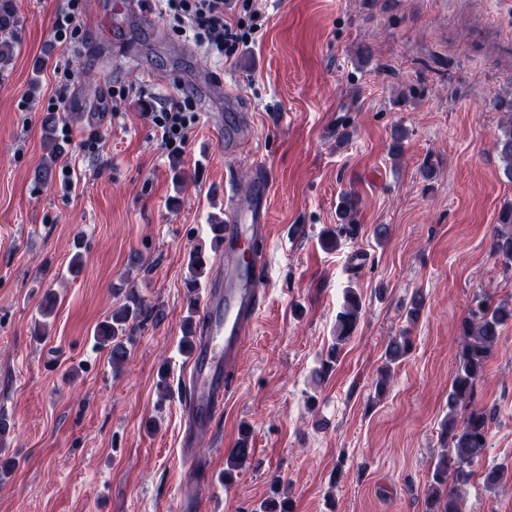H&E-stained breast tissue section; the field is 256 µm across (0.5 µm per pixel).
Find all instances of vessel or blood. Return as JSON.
Returning <instances> with one entry per match:
<instances>
[{"label": "vessel or blood", "mask_w": 512, "mask_h": 512, "mask_svg": "<svg viewBox=\"0 0 512 512\" xmlns=\"http://www.w3.org/2000/svg\"><path fill=\"white\" fill-rule=\"evenodd\" d=\"M272 179L267 166H256L251 203L240 207L232 180L224 182L228 204L224 242L217 275L211 282L201 308L203 327L188 353L190 405L183 445L208 433L216 412L233 386L230 369L237 365L245 337L263 308L260 284L267 269L261 257L242 260L243 245L268 238V201Z\"/></svg>", "instance_id": "obj_1"}]
</instances>
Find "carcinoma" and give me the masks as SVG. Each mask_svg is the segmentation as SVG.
I'll list each match as a JSON object with an SVG mask.
<instances>
[{"label":"carcinoma","instance_id":"1","mask_svg":"<svg viewBox=\"0 0 512 512\" xmlns=\"http://www.w3.org/2000/svg\"><path fill=\"white\" fill-rule=\"evenodd\" d=\"M20 17L14 0H0V75L13 60L18 43ZM56 118L49 116L43 124V143L48 149L45 163L37 172L41 180L52 174V163L61 153L55 136ZM495 148L504 162V174L512 181V119L501 127ZM357 201L351 194L341 196L337 205L339 224L328 229L323 245L333 247L341 237H354ZM500 228L491 243L490 253L505 268H512V204L501 208ZM208 274L207 260L201 247L188 256L185 284L188 290L197 287L198 280ZM363 303L357 290L345 292L342 307L336 314L333 341L320 367L313 373L314 381H322L334 370L343 346L352 338L362 317ZM144 316V306L135 292L126 295L125 303L98 325L96 342L108 350L112 367L119 368L127 360L131 331ZM512 323V302L486 304L470 312L461 324V348L451 386L448 390V413L441 423L443 451L431 468L424 498V512H465L464 491L475 476L474 465L481 462L488 447L492 414L474 403L476 386L483 378L488 360L497 349L501 331ZM407 334L392 337L385 348V366L375 382V394L383 396L388 388L391 366L401 363L411 352ZM249 435L239 439L224 468V482L233 480L234 472L251 458Z\"/></svg>","mask_w":512,"mask_h":512}]
</instances>
